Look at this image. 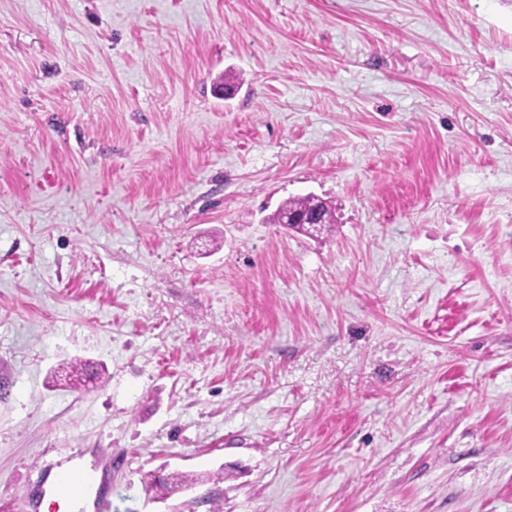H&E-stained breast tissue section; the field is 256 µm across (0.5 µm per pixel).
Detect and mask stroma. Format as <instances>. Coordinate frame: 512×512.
Returning a JSON list of instances; mask_svg holds the SVG:
<instances>
[{"instance_id": "obj_1", "label": "stroma", "mask_w": 512, "mask_h": 512, "mask_svg": "<svg viewBox=\"0 0 512 512\" xmlns=\"http://www.w3.org/2000/svg\"><path fill=\"white\" fill-rule=\"evenodd\" d=\"M77 453L113 512H512V0H0V512ZM314 211L321 224H310L313 233H321L323 224L335 223L336 207L329 201L310 195L288 198L282 202L273 214L272 221L274 224H283L290 215L306 216ZM148 487H155L163 492V495H169L171 493L180 491L184 488H189L197 483V477H189L188 475L182 474H171L165 478H160L152 473L147 474Z\"/></svg>"}]
</instances>
